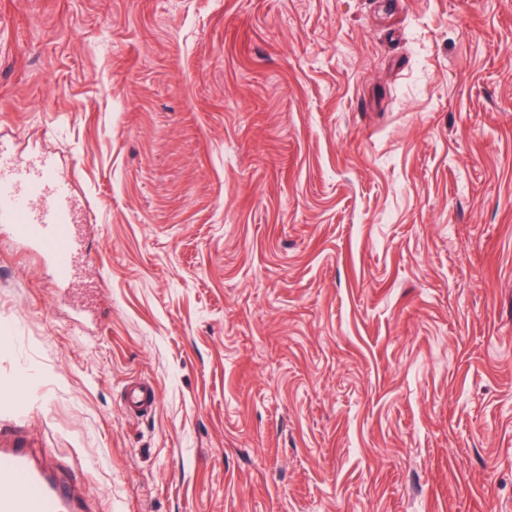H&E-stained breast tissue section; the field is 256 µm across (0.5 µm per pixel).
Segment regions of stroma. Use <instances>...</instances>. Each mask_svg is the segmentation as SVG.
Wrapping results in <instances>:
<instances>
[{
  "mask_svg": "<svg viewBox=\"0 0 512 512\" xmlns=\"http://www.w3.org/2000/svg\"><path fill=\"white\" fill-rule=\"evenodd\" d=\"M0 144L80 234L0 223V440L94 512H512V0H0ZM4 152L0 145V223L12 224L21 239L42 251L55 281L66 284L79 250L68 184L51 159L3 160ZM157 403L155 387L146 382H133L126 390L125 406L134 413H147Z\"/></svg>",
  "mask_w": 512,
  "mask_h": 512,
  "instance_id": "35a3bbf8",
  "label": "stroma"
}]
</instances>
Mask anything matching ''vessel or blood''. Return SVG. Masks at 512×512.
Masks as SVG:
<instances>
[{"label":"vessel or blood","mask_w":512,"mask_h":512,"mask_svg":"<svg viewBox=\"0 0 512 512\" xmlns=\"http://www.w3.org/2000/svg\"><path fill=\"white\" fill-rule=\"evenodd\" d=\"M0 223L49 259L58 284L74 273L79 240L75 232L74 198L46 157L0 159ZM156 390L134 382L126 390L125 406L134 413L151 411ZM69 487L57 482L51 463L34 462L27 448H0V512H80Z\"/></svg>","instance_id":"1"}]
</instances>
